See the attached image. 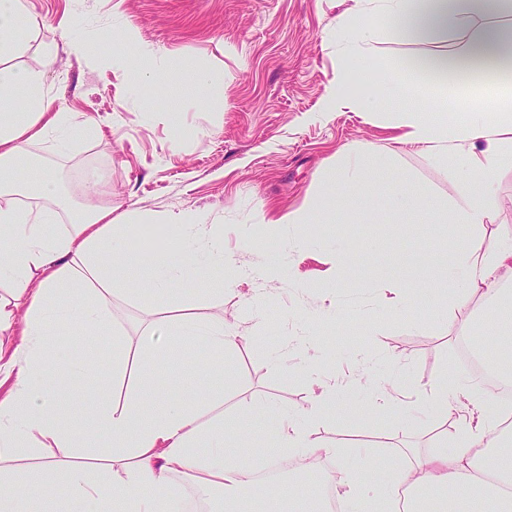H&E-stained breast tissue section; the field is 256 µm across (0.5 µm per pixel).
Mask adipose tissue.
Here are the masks:
<instances>
[{
	"instance_id": "ef3b65f1",
	"label": "adipose tissue",
	"mask_w": 512,
	"mask_h": 512,
	"mask_svg": "<svg viewBox=\"0 0 512 512\" xmlns=\"http://www.w3.org/2000/svg\"><path fill=\"white\" fill-rule=\"evenodd\" d=\"M512 14V0H353L326 38L345 63L325 98L327 111L350 108L371 116L387 99H402L398 142L431 153L452 167L459 197L448 202L427 190H393L388 207L415 224L462 226L467 237L446 258L430 263L397 297L415 298L439 290L449 308L479 301L500 302L497 280L512 277V243L489 242L486 224L497 208L494 185L500 166L512 160V27L487 25L476 37L452 49L450 33L467 29L478 18ZM38 27L29 0H0V278L12 285V299L0 301V335H19L1 377L11 385L0 398V462L24 448L68 449L66 460L47 456L32 471L0 476V512H70L57 500L58 484L82 512H182L173 475L194 472L201 494L224 492L225 512H235L238 496L252 489V411L238 420L201 416L219 402L206 390L186 404L152 383L160 363L158 332L203 349V377L224 375V360L234 355L242 336L223 317L199 314L195 306L169 316L148 310V326L137 349L115 344L112 372L124 374L137 360L139 377L130 398L116 404L100 395L90 421L69 422L58 403L68 375L53 373L48 338L70 332L79 336L112 325V299L118 294H154L178 301L198 296L202 275L227 268L224 227L206 217L177 216L181 236L177 251L143 255L133 248L138 227L153 218L135 211L118 218L104 181L91 175L76 191L64 190L58 178L43 171L31 179V148L50 143L63 152L84 131L87 121L54 105L45 83L53 61L43 50L34 64L16 66L23 53L21 22ZM401 45L428 46V53L405 57L401 67L387 69L375 60L379 29ZM121 44L119 60L133 67L132 90L157 82L163 70L134 30L113 32ZM389 160L346 149L336 168L337 185L365 178L381 180ZM335 207L326 193L306 206L266 222L269 235L279 224L294 225L309 236L312 225L328 224ZM306 378L314 394L308 406L282 410L274 423L270 459L289 454L332 457L337 450L310 439L325 407L336 399V386L318 359H311ZM369 406L349 403L356 417L369 411L406 420L410 406L393 387L370 382ZM440 421L457 415L458 430L443 446L422 451L406 448L370 457L365 472L343 471L335 484L347 512H512V433L486 390L469 379L446 373L435 387L422 391Z\"/></svg>"
}]
</instances>
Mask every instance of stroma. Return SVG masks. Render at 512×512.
Here are the masks:
<instances>
[{
	"label": "stroma",
	"mask_w": 512,
	"mask_h": 512,
	"mask_svg": "<svg viewBox=\"0 0 512 512\" xmlns=\"http://www.w3.org/2000/svg\"><path fill=\"white\" fill-rule=\"evenodd\" d=\"M349 6V0H29L41 25L24 29L25 50L16 59L20 66L31 63L51 45L54 58L45 73L51 94L96 129L64 154L43 144L33 151L65 180L86 166L105 170L114 215L135 208L155 218L141 227V248L176 250L179 228L169 218L180 213H201L223 225L236 286L226 289L222 273L203 280L206 293L198 308L248 333L232 359L237 387L225 394L223 410L232 416L268 404V411L256 415V445L275 442L271 408L307 405L311 389L300 347L307 338L319 339L339 401L331 407L335 419L318 422L310 439L339 449V462L320 461L335 475L343 463L352 470L365 467V458L352 452L358 444L376 455L439 446L442 430H455L456 424L439 426L432 409L420 402V391L446 371L464 372L459 337H468L482 353L495 352L498 343L481 320L471 319L470 308L449 312L438 293L406 306L390 301L394 277L410 274L414 257L441 259L457 237L447 225L413 224L387 209L389 195L401 186L427 187L444 198L458 194L451 169L414 148L400 152L385 180L351 189L348 199L337 202L334 223L317 225L304 243H297L291 225H281L288 245L285 276L267 286L253 276L273 248L263 219L298 209L317 194L320 177L332 175L344 148L380 159L400 134L387 112L363 119L322 110L339 65L336 47L323 32ZM127 25L158 58L173 52L210 70L215 85L209 98L200 100L190 73L176 68L164 81L130 91L125 76L112 68L117 46L109 38ZM67 30L92 42L94 52L70 55ZM145 99L163 106L146 114ZM495 192L498 212L486 234L512 240V164L499 169ZM365 212L379 213V222H363ZM339 248L349 254L356 274L334 288L329 281ZM332 303L338 315H326ZM167 305L162 296L118 295L112 300L111 335L57 334L53 342L70 358L108 357L114 338L139 343L146 309ZM159 351L165 364L160 379L184 402H194L202 350L163 336ZM366 379L403 386L417 404L412 420L396 426L371 413L347 418L340 398L368 401ZM128 391V384L105 372L72 381L62 399L68 419L81 423L92 416L95 395L109 393L121 402Z\"/></svg>",
	"instance_id": "1"
}]
</instances>
